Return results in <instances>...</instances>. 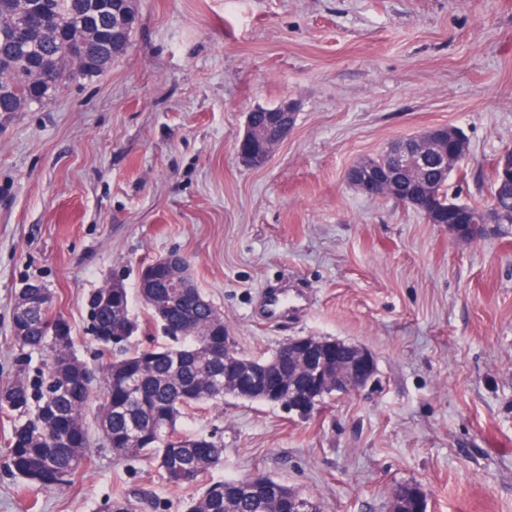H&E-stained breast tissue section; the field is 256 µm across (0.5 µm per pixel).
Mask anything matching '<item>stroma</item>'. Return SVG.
<instances>
[{
  "label": "stroma",
  "instance_id": "obj_1",
  "mask_svg": "<svg viewBox=\"0 0 512 512\" xmlns=\"http://www.w3.org/2000/svg\"><path fill=\"white\" fill-rule=\"evenodd\" d=\"M126 50L48 105L0 114V388L17 378L12 316L38 282L97 364L87 297L122 281L136 349L165 344L139 272L174 253L224 314L243 357L299 336L357 344L375 385L327 398L308 418L227 398L180 419L213 434L219 481L270 476L322 512H389L419 484L427 512H512V224L462 242L345 177L355 162L443 125L469 155L449 183L488 198L492 160L512 145V0H136ZM294 101L297 119L262 168L235 146L247 112ZM304 290V312L262 323L268 288ZM92 446L72 480L25 486L6 466L0 512H93L117 487L155 512L191 490L149 461ZM414 498L420 504V510H424L425 505V494L421 487L416 484H401L398 485L393 492L390 512H405L404 501L408 498Z\"/></svg>",
  "mask_w": 512,
  "mask_h": 512
}]
</instances>
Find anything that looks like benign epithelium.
<instances>
[{
    "label": "benign epithelium",
    "instance_id": "benign-epithelium-1",
    "mask_svg": "<svg viewBox=\"0 0 512 512\" xmlns=\"http://www.w3.org/2000/svg\"><path fill=\"white\" fill-rule=\"evenodd\" d=\"M294 123L275 125L271 129L256 131L251 116H246L245 129L236 144L237 157L246 165L261 168L268 164L274 152L288 137ZM468 139L464 131L456 126L448 127V141L443 151L416 154L419 168L439 169L443 178L451 173L466 158ZM495 174L512 180V150H502L493 159ZM346 179L366 192L375 190L391 195L398 202L408 201L406 186L408 177L394 161L364 168L359 163L350 166ZM512 222V203L494 200L488 209L477 213L466 205L448 208V229L462 240L480 236L487 224H509ZM167 268L166 278L160 284L156 269H142L140 285L143 288H185L183 273L174 264H163ZM288 359L295 365L290 371L293 393L286 398V408L300 415H309L315 410L316 397L320 391L349 393L363 388L376 374V363L365 348L347 345L340 341L323 342L314 336H303L288 340ZM413 498L425 505V494L416 484H400L393 492L390 512H405L404 501Z\"/></svg>",
    "mask_w": 512,
    "mask_h": 512
}]
</instances>
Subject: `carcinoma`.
<instances>
[{"instance_id":"obj_1","label":"carcinoma","mask_w":512,"mask_h":512,"mask_svg":"<svg viewBox=\"0 0 512 512\" xmlns=\"http://www.w3.org/2000/svg\"><path fill=\"white\" fill-rule=\"evenodd\" d=\"M35 20L32 37L14 39L18 17ZM131 30L112 25L103 0H0V113L44 106L49 87L60 88L101 72L127 48ZM439 208L459 202L448 182L432 175ZM154 289L140 297L169 340L163 347L129 348L139 324L125 287L101 288L87 300L91 335L112 361L91 368L74 351L72 336L52 304H31L13 320L27 327L14 337L20 379L0 392V416L10 423L8 463L24 481L51 488L74 475L91 447L85 408L96 382L103 386L96 424L102 442L119 460L146 458L166 478L202 486L185 512H288L296 490L270 477L204 483L224 458V442L185 434L178 421L188 411L226 397L278 405L285 397L252 390L259 366L288 368V348L265 359L235 352L224 335V315L197 288H185L170 306L156 307ZM144 492L123 489L107 497L110 512H142Z\"/></svg>"}]
</instances>
